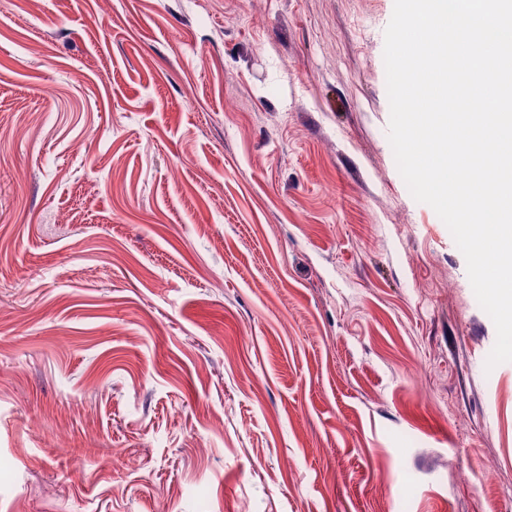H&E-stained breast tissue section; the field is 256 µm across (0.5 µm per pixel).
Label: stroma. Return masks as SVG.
I'll list each match as a JSON object with an SVG mask.
<instances>
[{
	"mask_svg": "<svg viewBox=\"0 0 512 512\" xmlns=\"http://www.w3.org/2000/svg\"><path fill=\"white\" fill-rule=\"evenodd\" d=\"M393 8L0 0V512H512Z\"/></svg>",
	"mask_w": 512,
	"mask_h": 512,
	"instance_id": "obj_1",
	"label": "stroma"
}]
</instances>
